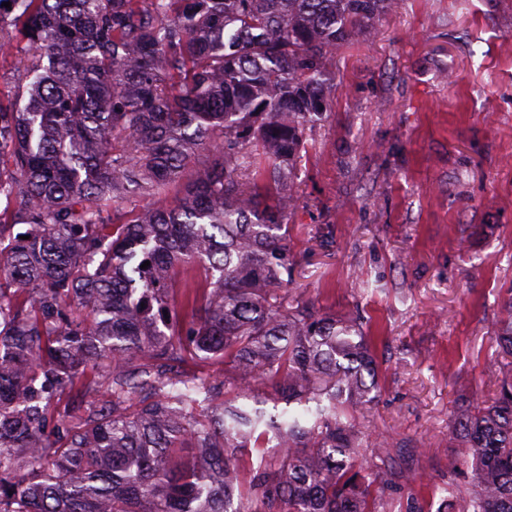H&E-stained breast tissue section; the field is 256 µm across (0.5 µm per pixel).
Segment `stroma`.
Segmentation results:
<instances>
[{
  "instance_id": "obj_1",
  "label": "stroma",
  "mask_w": 512,
  "mask_h": 512,
  "mask_svg": "<svg viewBox=\"0 0 512 512\" xmlns=\"http://www.w3.org/2000/svg\"><path fill=\"white\" fill-rule=\"evenodd\" d=\"M335 72L287 220L293 281L362 316L380 384L369 430L427 499L458 452L453 413L486 395L512 289V0H405Z\"/></svg>"
}]
</instances>
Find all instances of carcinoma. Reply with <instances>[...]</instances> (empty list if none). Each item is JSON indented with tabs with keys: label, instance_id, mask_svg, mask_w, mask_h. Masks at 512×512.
Wrapping results in <instances>:
<instances>
[{
	"label": "carcinoma",
	"instance_id": "carcinoma-1",
	"mask_svg": "<svg viewBox=\"0 0 512 512\" xmlns=\"http://www.w3.org/2000/svg\"><path fill=\"white\" fill-rule=\"evenodd\" d=\"M3 2L0 512H426L356 419L363 322L289 288L285 224L336 51L404 0ZM494 340L436 512H512V293Z\"/></svg>",
	"mask_w": 512,
	"mask_h": 512
}]
</instances>
